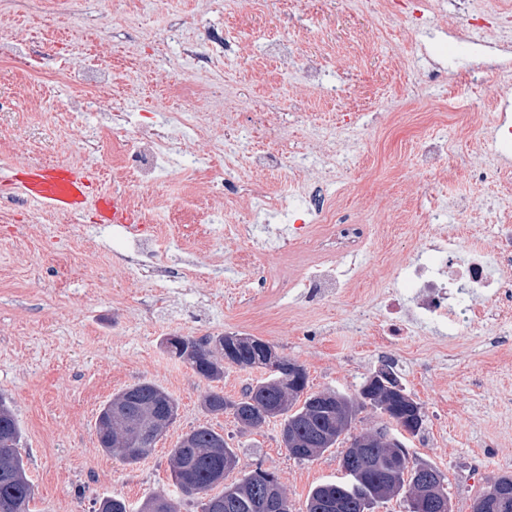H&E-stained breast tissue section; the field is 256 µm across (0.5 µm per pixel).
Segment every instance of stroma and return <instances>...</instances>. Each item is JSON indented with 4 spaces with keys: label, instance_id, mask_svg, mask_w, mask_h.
<instances>
[{
    "label": "stroma",
    "instance_id": "1",
    "mask_svg": "<svg viewBox=\"0 0 512 512\" xmlns=\"http://www.w3.org/2000/svg\"><path fill=\"white\" fill-rule=\"evenodd\" d=\"M415 3L317 0L299 12L276 0H0V47L23 50L51 75L26 81L22 66L0 62V99L10 104L0 114V170L70 161L71 125L103 124L115 107L157 125L176 109H224L237 129L235 147L245 153L254 145L249 117L261 105L275 114L291 156L312 158L307 168L289 167L283 181L299 187L314 177L333 179L337 210L366 220L374 234L352 262L350 296L277 302L240 261L243 245L229 227L241 217L227 202L199 195L205 224L189 214L167 224L153 213L170 240L155 265L199 263L208 271L203 280L165 282L122 264L129 233L97 223L93 207L53 215L0 186V397L22 429L19 448L36 488L31 512H93L108 496L139 512L152 495L181 499L169 450L199 425L234 448L232 479L259 468L274 472L292 512H301L316 485L342 481L338 449L313 461L294 458L283 445L281 419L246 430L231 412L207 413L206 392L238 399L268 371L228 364L222 381L209 382L165 350L173 335L262 338L304 366L312 392L356 394L366 376L392 365L425 417L423 431L402 442L445 475L454 512H472L503 474L512 461V354L482 334L450 338L428 330L399 348L373 335L374 294L386 270L413 258L426 236L494 248L486 214L512 208V146L498 150L491 142L498 118L512 125V106L492 85L466 77L472 68L512 75V0H500L501 13H482L468 28L457 24L448 0H428L423 19L413 21ZM242 10L275 14L278 34L293 43L290 66L269 50L267 29L241 27ZM168 22L179 26L178 41L164 39ZM203 28L233 38L250 63L216 55L199 68L181 43ZM103 43L112 84L91 111L71 114L80 89L66 74L77 60H93V45ZM312 56L326 62L320 88L302 77ZM161 73L192 82L197 95L185 99L156 84ZM424 103L447 114L435 129L448 143L441 172L419 166ZM121 138L108 132L82 159L96 174L91 195L122 191ZM493 156L501 167L496 181L467 179L470 165ZM248 220L256 230L285 235L308 217L298 197L285 210L257 203ZM142 381L168 392L179 415L147 457L128 465L101 448L96 419L112 396ZM181 501V512H200L197 500Z\"/></svg>",
    "mask_w": 512,
    "mask_h": 512
}]
</instances>
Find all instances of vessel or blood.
Segmentation results:
<instances>
[{"label": "vessel or blood", "instance_id": "obj_1", "mask_svg": "<svg viewBox=\"0 0 512 512\" xmlns=\"http://www.w3.org/2000/svg\"><path fill=\"white\" fill-rule=\"evenodd\" d=\"M93 180L94 175L89 169L59 162L19 166L13 183L48 212L73 215L91 200L95 203L100 223L137 228L141 222L140 214L124 196L90 197L89 188Z\"/></svg>", "mask_w": 512, "mask_h": 512}]
</instances>
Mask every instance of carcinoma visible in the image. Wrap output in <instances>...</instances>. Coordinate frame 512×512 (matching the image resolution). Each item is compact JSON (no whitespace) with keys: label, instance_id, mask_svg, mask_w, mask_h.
I'll use <instances>...</instances> for the list:
<instances>
[{"label":"carcinoma","instance_id":"cac0c4a2","mask_svg":"<svg viewBox=\"0 0 512 512\" xmlns=\"http://www.w3.org/2000/svg\"><path fill=\"white\" fill-rule=\"evenodd\" d=\"M241 340L237 334L205 336L193 339L183 336L168 337L165 348L177 358L187 362L204 379L215 382L223 379L224 366L219 359L224 357L233 342ZM238 361L245 368L266 366L267 353L261 340L247 338V343L235 350ZM302 385L293 397H288L283 389L288 381L276 385L268 377L249 387L238 400H229L224 395L211 391L202 401L204 410L220 414L226 410L242 425L258 429L272 418H281L282 431L295 436L305 444L298 449L294 458L309 461L345 441L354 442L351 436L352 420L336 426V404L354 403L353 397L335 392L330 400L324 393H309L306 369H301ZM118 406L122 418L112 420V430L107 439L99 440L106 452H118L128 464H135L145 458L151 449H137L139 430L147 426V417L160 415L170 409L178 411L175 400L163 389L151 382L135 384L106 403L99 415L107 414ZM22 437L17 420L6 401L0 399V448L12 449V454L0 458V509L22 508L30 512L33 499L30 481L26 474V464L19 451ZM402 455L400 468L393 477H388L391 458ZM342 456L353 457L344 468L346 481L319 484L309 492L303 512H332L326 507L330 501L339 503L337 512H372L375 505L383 501L379 497L380 485L389 483L388 497L401 495L406 499L409 512H415L414 486L418 467L421 465L436 470L427 461L410 455L407 449L394 446L389 448L378 444L370 448L353 451L345 450ZM236 459L233 449L224 441V435L207 426H198L177 437L174 448L170 449L171 477L175 485L190 483L195 496L201 499V512H271L259 495V488L274 473L257 469L244 479L224 486L219 494L211 491L220 485L217 473L224 469V459ZM494 487L507 490L508 496L498 508V512H512V474H502ZM140 512H179V504L163 497L151 496L141 505Z\"/></svg>","mask_w":512,"mask_h":512}]
</instances>
